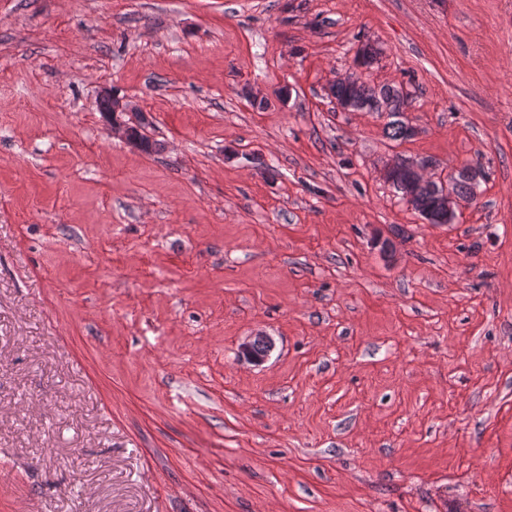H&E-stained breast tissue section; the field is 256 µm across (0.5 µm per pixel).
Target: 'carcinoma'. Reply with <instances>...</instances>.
Listing matches in <instances>:
<instances>
[{"label":"carcinoma","instance_id":"1","mask_svg":"<svg viewBox=\"0 0 512 512\" xmlns=\"http://www.w3.org/2000/svg\"><path fill=\"white\" fill-rule=\"evenodd\" d=\"M331 96L336 100V105H341L351 98H358L369 112L380 111V104L390 112L393 120L387 123V135L393 139H406L411 136L408 126L400 120V113L409 105L411 94L395 87H376L362 82L357 86L336 85L331 89ZM396 192L405 199L410 206L420 215L433 216L432 223H448V215L435 211V199L432 190L424 188L420 191L412 189L406 181L402 180L394 184Z\"/></svg>","mask_w":512,"mask_h":512}]
</instances>
